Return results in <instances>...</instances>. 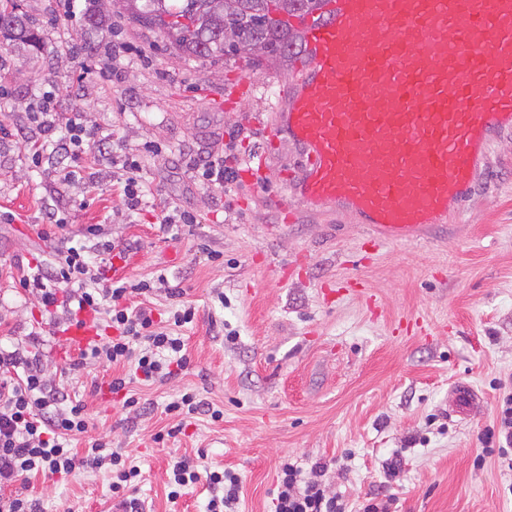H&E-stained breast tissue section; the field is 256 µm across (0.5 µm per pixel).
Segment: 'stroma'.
<instances>
[{"instance_id": "1", "label": "stroma", "mask_w": 512, "mask_h": 512, "mask_svg": "<svg viewBox=\"0 0 512 512\" xmlns=\"http://www.w3.org/2000/svg\"><path fill=\"white\" fill-rule=\"evenodd\" d=\"M20 4L35 23L31 37L0 36V347L37 353L47 377L85 405L91 426L79 447L102 439L142 460L136 496L150 512H205L200 483L168 502L174 455L239 473L242 512H274L288 455L307 466L329 461L326 482L351 504L379 495L394 498L395 512H512V468L483 442L512 392V132L498 136L447 223L375 248L368 225L290 188L304 154L269 129L292 68L178 55L108 0H82L73 19L54 15L53 0ZM113 40L134 49L117 67L100 51ZM46 91L62 116L81 113L108 137L79 160L82 181L61 184L32 162L38 133L28 114ZM235 132L242 164L262 152L265 170L209 189L196 165L223 153ZM116 152L142 165L146 204L131 215L112 182ZM176 206L199 224L162 229ZM58 207L62 229L46 218ZM95 224L123 251L116 278L153 282L143 301L154 313L177 308L170 287L196 305L180 330L189 371L128 385L144 412L110 392L122 368L62 375L70 353L60 330L17 282L20 264L49 267L56 249ZM160 276L167 288L156 287ZM458 383L479 394L464 417L448 408ZM187 390L223 419L167 414ZM178 424L181 434L167 437ZM111 481L103 469L40 473L29 484L42 512H110Z\"/></svg>"}]
</instances>
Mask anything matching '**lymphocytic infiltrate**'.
I'll return each mask as SVG.
<instances>
[{
  "label": "lymphocytic infiltrate",
  "instance_id": "obj_1",
  "mask_svg": "<svg viewBox=\"0 0 512 512\" xmlns=\"http://www.w3.org/2000/svg\"><path fill=\"white\" fill-rule=\"evenodd\" d=\"M31 119L46 134L64 128L54 148L73 159L82 157L85 140L95 136L81 116L60 119L50 91L44 93L42 107ZM112 166L124 209L139 210L144 197L139 161L121 156L113 158ZM83 238L79 245L59 248L49 269L21 274L18 280L21 288L36 290L54 324L68 325L89 310L106 315L115 329V336L100 338L81 350L71 360L69 371L92 364L130 365L142 380L162 381L187 370L190 360L184 343L174 334L195 318V307L185 301L184 289H169V296L182 299L183 304L169 320H155L151 308L128 304L132 294L149 292L150 283H108L104 266L91 262L90 257L110 250V242L102 240L95 226L86 228ZM89 427L84 405L69 402L63 389L46 378L39 356L25 355L18 347L11 351L0 347V490L43 470L68 476L106 464L112 476V498L120 512H146L144 501L126 494L142 478L140 465L126 450L97 440L83 452H74L72 439L87 433ZM328 468V463L319 460L306 470L284 459L277 473L274 512H348L347 502L324 480ZM168 477L169 501H177L184 488L202 481L209 491L206 512H237L238 474L223 468L202 472L191 459L181 456L172 461Z\"/></svg>",
  "mask_w": 512,
  "mask_h": 512
}]
</instances>
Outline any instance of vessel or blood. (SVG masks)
<instances>
[{
  "instance_id": "1",
  "label": "vessel or blood",
  "mask_w": 512,
  "mask_h": 512,
  "mask_svg": "<svg viewBox=\"0 0 512 512\" xmlns=\"http://www.w3.org/2000/svg\"><path fill=\"white\" fill-rule=\"evenodd\" d=\"M302 32L272 123L304 152L295 192L386 242L447 223L512 131V0H326ZM95 337L87 316L64 340L74 351ZM476 398L457 385L448 405Z\"/></svg>"
}]
</instances>
